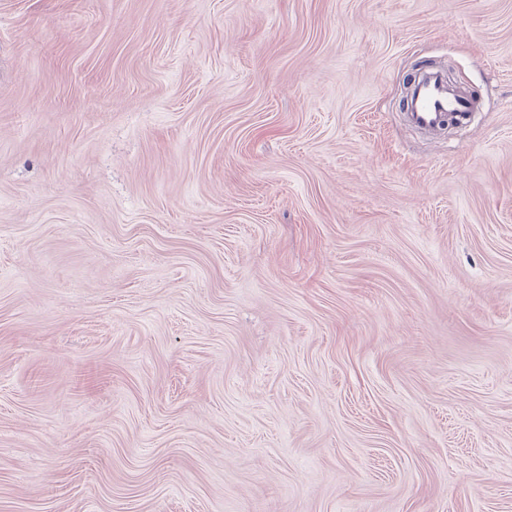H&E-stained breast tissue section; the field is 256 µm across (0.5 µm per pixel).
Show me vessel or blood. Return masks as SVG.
I'll return each instance as SVG.
<instances>
[{
	"instance_id": "b4317fda",
	"label": "vessel or blood",
	"mask_w": 512,
	"mask_h": 512,
	"mask_svg": "<svg viewBox=\"0 0 512 512\" xmlns=\"http://www.w3.org/2000/svg\"><path fill=\"white\" fill-rule=\"evenodd\" d=\"M475 110L474 98L450 87L447 75L433 67L420 71L414 77L404 100L409 124L428 132L451 117L459 125H466Z\"/></svg>"
}]
</instances>
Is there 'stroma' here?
<instances>
[{"mask_svg": "<svg viewBox=\"0 0 512 512\" xmlns=\"http://www.w3.org/2000/svg\"><path fill=\"white\" fill-rule=\"evenodd\" d=\"M0 512H512V0H0ZM409 87L404 114L409 124L418 129L433 131L451 116L458 126H464L476 111L474 98L450 87L448 76L434 67L420 71Z\"/></svg>", "mask_w": 512, "mask_h": 512, "instance_id": "35a3bbf8", "label": "stroma"}]
</instances>
